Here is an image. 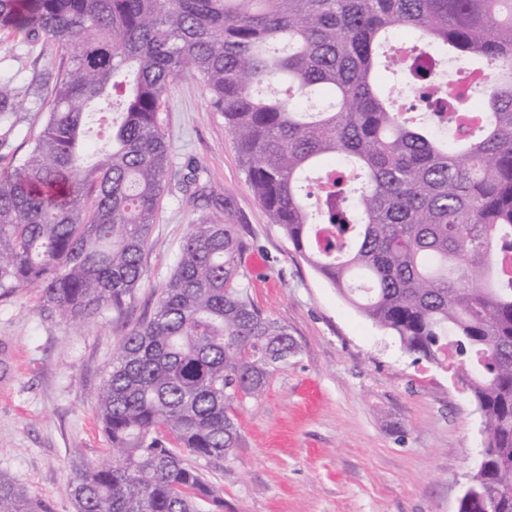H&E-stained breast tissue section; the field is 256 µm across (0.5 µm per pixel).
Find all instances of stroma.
<instances>
[{
    "mask_svg": "<svg viewBox=\"0 0 512 512\" xmlns=\"http://www.w3.org/2000/svg\"><path fill=\"white\" fill-rule=\"evenodd\" d=\"M68 64L42 42L0 34V74L14 76L13 132L4 156L37 135L33 94ZM172 164L164 179L146 278L121 320L73 325L36 288L0 299V476L51 512H74L65 492L75 454L109 460L93 398L124 334L152 316L180 243L208 216L183 191L188 165L206 192L230 199L248 247L241 271L255 305L287 326L300 352L265 392L238 409L234 456L200 461L226 512H458L480 462L485 429L454 370L416 359L308 265L271 224L242 171L224 120L203 86L179 78L161 109Z\"/></svg>",
    "mask_w": 512,
    "mask_h": 512,
    "instance_id": "35a3bbf8",
    "label": "stroma"
}]
</instances>
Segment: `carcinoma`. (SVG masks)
<instances>
[{
  "instance_id": "carcinoma-1",
  "label": "carcinoma",
  "mask_w": 512,
  "mask_h": 512,
  "mask_svg": "<svg viewBox=\"0 0 512 512\" xmlns=\"http://www.w3.org/2000/svg\"><path fill=\"white\" fill-rule=\"evenodd\" d=\"M399 32L451 51L466 92L421 64L411 103L385 92ZM0 33L70 56L0 169V299L37 285L69 322L123 315L171 165L161 106L189 71L294 250L407 351L438 363L453 344L486 429L458 512H512V0H0ZM13 102L0 77V113ZM207 206L95 396L119 456L73 458L75 512H224L185 456H231L236 406L299 351L242 280L229 201ZM0 512L45 510L0 480Z\"/></svg>"
}]
</instances>
